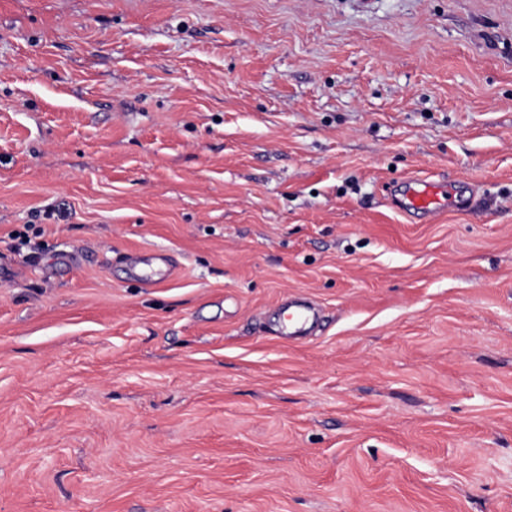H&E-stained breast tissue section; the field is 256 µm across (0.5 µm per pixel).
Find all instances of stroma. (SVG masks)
<instances>
[{"label": "stroma", "mask_w": 512, "mask_h": 512, "mask_svg": "<svg viewBox=\"0 0 512 512\" xmlns=\"http://www.w3.org/2000/svg\"><path fill=\"white\" fill-rule=\"evenodd\" d=\"M0 512H512V0H0ZM472 201L470 196L459 194L449 184L414 178L408 181L401 209L433 216L448 208L469 209ZM285 308L288 310L289 334L301 336L306 330V325L312 320L310 308L299 302L288 303Z\"/></svg>", "instance_id": "stroma-1"}]
</instances>
